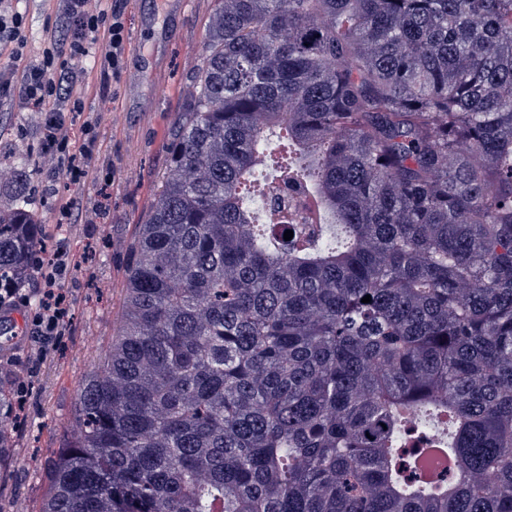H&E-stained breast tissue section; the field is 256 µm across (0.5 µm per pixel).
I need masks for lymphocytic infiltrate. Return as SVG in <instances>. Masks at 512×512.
<instances>
[{"mask_svg": "<svg viewBox=\"0 0 512 512\" xmlns=\"http://www.w3.org/2000/svg\"><path fill=\"white\" fill-rule=\"evenodd\" d=\"M57 22L43 31L37 53H30L26 16L17 0H0V101L18 100L40 113L41 154L64 173L71 185L97 181L93 161L99 152L94 124L74 132L59 104L72 99L80 111L84 94L94 92L90 72L120 77L129 45L123 0H50ZM27 266L36 278L37 304H30L20 286L0 283V310H24L28 339L36 347L29 365L37 373L51 361L70 322L72 299L64 288L75 263L66 239L52 252L35 247Z\"/></svg>", "mask_w": 512, "mask_h": 512, "instance_id": "lymphocytic-infiltrate-1", "label": "lymphocytic infiltrate"}]
</instances>
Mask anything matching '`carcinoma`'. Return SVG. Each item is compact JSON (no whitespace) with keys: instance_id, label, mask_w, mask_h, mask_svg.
Returning <instances> with one entry per match:
<instances>
[{"instance_id":"cac0c4a2","label":"carcinoma","mask_w":512,"mask_h":512,"mask_svg":"<svg viewBox=\"0 0 512 512\" xmlns=\"http://www.w3.org/2000/svg\"><path fill=\"white\" fill-rule=\"evenodd\" d=\"M187 96L41 512H512V0H217Z\"/></svg>"}]
</instances>
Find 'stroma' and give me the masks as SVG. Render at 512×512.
Here are the masks:
<instances>
[{"mask_svg":"<svg viewBox=\"0 0 512 512\" xmlns=\"http://www.w3.org/2000/svg\"><path fill=\"white\" fill-rule=\"evenodd\" d=\"M164 0H126L125 26L130 50L125 68L112 90L88 95L84 108L68 113L74 127L97 120L103 170L98 182L70 189L65 179L59 193H77L88 212H102L86 235L72 236L77 269L68 283L72 296L70 332L54 361L29 378L19 406L15 447L9 466L0 470V512H40L49 489L47 472L34 458L48 459L60 448L74 415L81 378L99 350L114 336L122 302L128 248L149 211L169 159L171 133L188 107L186 86L202 54L206 25L214 0H187L170 13ZM160 46L156 82L139 86L133 71L143 62L148 43ZM41 119L0 103V168L9 169L19 154L28 157L31 176L25 193L50 236L57 215L44 192L47 168L38 154Z\"/></svg>","mask_w":512,"mask_h":512,"instance_id":"obj_1","label":"stroma"}]
</instances>
